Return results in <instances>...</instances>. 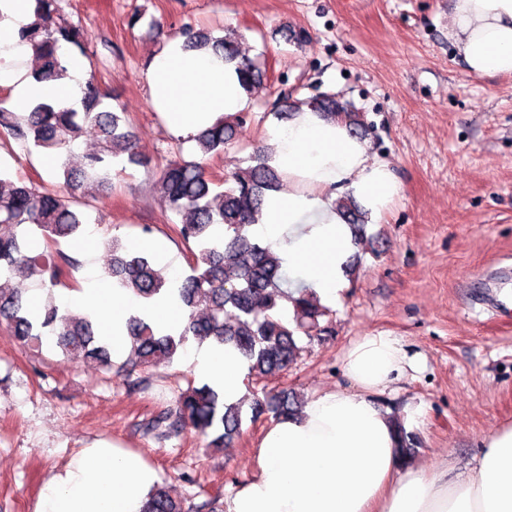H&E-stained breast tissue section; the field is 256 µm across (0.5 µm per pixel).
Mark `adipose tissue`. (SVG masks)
Returning <instances> with one entry per match:
<instances>
[{
    "instance_id": "obj_1",
    "label": "adipose tissue",
    "mask_w": 512,
    "mask_h": 512,
    "mask_svg": "<svg viewBox=\"0 0 512 512\" xmlns=\"http://www.w3.org/2000/svg\"><path fill=\"white\" fill-rule=\"evenodd\" d=\"M449 2L448 37L467 69L482 77L512 76V0ZM34 6V0H0V87L10 89L16 112L41 102L80 108L89 75L68 48L59 50L67 69L63 79L41 83L28 74L33 49L20 31L34 21ZM144 78L152 107L186 137L247 106L235 65L211 50L187 49L181 36L151 59ZM263 144L268 165L285 186L266 194L249 232L272 246L288 273L281 309L292 312L303 288L323 303H336L354 251L338 199L350 195L378 216L398 197L399 179L341 118L307 106L271 125ZM64 305L100 321L102 340L116 355L130 346L131 317L145 318L163 334L186 317L172 296L144 302L94 279ZM181 355L223 391L225 403L244 398L248 363L236 349L190 343ZM419 364L391 333L354 340L342 358L345 386L318 393L300 414L267 427L253 473L227 498L225 512H512V426L485 440L465 479H453L447 464L401 466L391 413L375 397ZM156 481L142 453L116 445L84 448L45 482L34 512H141Z\"/></svg>"
}]
</instances>
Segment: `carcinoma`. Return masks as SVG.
Returning a JSON list of instances; mask_svg holds the SVG:
<instances>
[{"mask_svg": "<svg viewBox=\"0 0 512 512\" xmlns=\"http://www.w3.org/2000/svg\"><path fill=\"white\" fill-rule=\"evenodd\" d=\"M35 16L21 33L37 51L38 66L32 77L40 82L58 79L65 72L58 54L60 43L81 47L79 30L61 18L58 0H35ZM185 47L211 49L224 61L236 64L247 93L262 82V72L241 55L235 33L214 37L189 29ZM105 98L106 93L93 76L81 112L59 109L50 103L36 105L27 115L0 107V136L64 156L57 177L69 189V195L63 196L30 179L16 181L0 171V323L23 345H39L42 336L53 335L65 353L91 360L107 370L116 369L129 386L142 383L138 373L171 364L191 338L237 349L258 383L278 377L300 353L298 336L322 335L325 328L320 319L327 315L317 296L303 289L293 299V317H284L280 300L286 297L283 285L288 277L282 271L281 260L270 245L248 235L247 227L266 192L280 188L279 175L260 152L255 156L256 165L224 180L222 190L200 161L168 160L152 169L137 151L132 118L126 112L109 110ZM303 105L340 115L354 135H370L364 116L334 96L296 101V106ZM252 122L248 112L224 115L190 140L196 142L202 155L216 157ZM87 124L97 128L100 146L84 153L82 164L74 168L69 157ZM121 161L151 169L155 175L153 189L164 212L181 217L174 231L188 245L191 261L190 272L176 284L156 269L149 255L127 248L117 237L106 242L110 253L106 273L113 283L144 300L173 294L186 310L182 326L172 334L156 332L144 318H131L127 326L130 355L117 365L109 347L96 340L92 321L61 309L57 303L55 289L66 286L78 262L51 245L81 232L83 220L73 204L80 202L86 188L111 186L112 170ZM338 206L354 231V244L363 245L368 241L366 212L348 195L339 198ZM14 279H38L47 289L40 314H32L23 302L21 289L11 285ZM245 404L253 422L263 416L281 419L297 411L293 393L286 390L255 391L246 401L227 405L224 395L205 383L182 392L176 413L154 416L147 430L168 437L190 427L209 438L208 447L222 448L240 435ZM394 427L400 459L406 463L417 440L401 422H395ZM204 509L218 512L217 501L195 505L171 497L158 486L152 489L143 512Z\"/></svg>", "mask_w": 512, "mask_h": 512, "instance_id": "cac0c4a2", "label": "carcinoma"}]
</instances>
